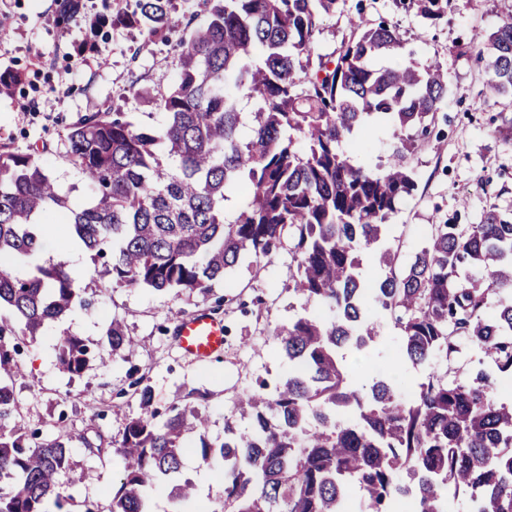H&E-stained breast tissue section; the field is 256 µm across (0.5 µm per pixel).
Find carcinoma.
Masks as SVG:
<instances>
[{
	"label": "carcinoma",
	"instance_id": "cac0c4a2",
	"mask_svg": "<svg viewBox=\"0 0 512 512\" xmlns=\"http://www.w3.org/2000/svg\"><path fill=\"white\" fill-rule=\"evenodd\" d=\"M341 0H203L206 22L172 40V0H135L117 21L172 44L177 79L158 107L160 126L120 112H93L72 126L67 158L92 188L82 200L62 188L35 153H0V512L63 510L57 478L72 469L73 437L43 438L22 422L7 379L18 368L20 336L31 338L93 300L66 267L38 262L48 229L101 263L110 287L207 294L246 257L269 256L288 240L294 291L331 313L310 314L277 333L288 378L272 392L246 394L240 430L225 422L211 441L188 403L161 413L147 386L142 413L91 456L122 458L108 512H152L163 484L174 512L197 498L181 477L188 436L203 462L220 464L223 494L210 512H448L447 489L470 492L473 512H512V402L491 398L492 374L467 382L431 376L414 399L393 378L361 395L342 351L379 336L377 310L394 317L400 349L413 366L448 359L470 344L512 377V215L492 206L478 224H436L401 277L369 280L363 258L392 267L386 221L415 190L410 157L448 95L447 73L431 62L397 63L404 43L387 24L362 27L327 59L314 56L319 23ZM436 20L451 0H415ZM486 56L490 91L512 99V16L485 39L455 47ZM253 102L244 112L241 99ZM392 129L384 164L359 163L372 129ZM243 199L237 209L226 204ZM16 264L29 267L18 274ZM487 273V282L472 276ZM499 301L490 308L488 296ZM134 349L112 321L107 343L64 336L60 368L79 375ZM406 471L410 482L400 479Z\"/></svg>",
	"mask_w": 512,
	"mask_h": 512
}]
</instances>
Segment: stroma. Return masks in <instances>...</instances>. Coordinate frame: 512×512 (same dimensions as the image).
<instances>
[{"label": "stroma", "instance_id": "1", "mask_svg": "<svg viewBox=\"0 0 512 512\" xmlns=\"http://www.w3.org/2000/svg\"><path fill=\"white\" fill-rule=\"evenodd\" d=\"M131 7L132 0H82L80 10L63 22L57 0H0V73L22 76L12 95L0 96V152H38L59 183L76 186L81 198L88 190L65 157L71 125L96 111L158 124L157 103L176 77L171 46L115 24V17ZM510 14L512 0H451L449 12L432 24L418 16L412 0H345L335 16L320 24L315 36L320 55H331L349 38L351 21L366 26L385 22L399 28L413 63L436 59L448 71V100L436 115L429 141L412 160L417 186L386 230L396 270H404L424 246L433 225L475 224L492 206L512 210V144L493 133L501 115L512 114V103L489 90L485 62L448 52L455 41L494 31ZM39 259L65 264L75 288L95 300L92 308H75L27 341L13 379L30 429L48 437L64 430L78 438L72 471L61 478L74 497L69 512H84L89 505L107 512L121 462L88 457L81 441L120 438L127 422L141 412L131 387L134 379L150 387L160 410L182 402L188 393H204L198 409L210 439L220 440L238 396L263 383L275 388L288 372L274 332L304 314L305 306L291 288L287 249L241 264L205 295L104 287L91 275L90 252L74 251L63 233L47 240ZM202 310L224 326V348L206 362L183 354L173 336L175 318ZM115 319L136 342L133 353L105 366L92 365L73 379L59 371V337L101 342ZM380 321L382 334L368 352L345 353L348 363L364 367L363 385L381 378L378 363L390 361L392 377L406 379L409 399L430 371L465 381L488 363L479 348L469 346L451 361L412 366L397 353L400 331L393 319L384 314Z\"/></svg>", "mask_w": 512, "mask_h": 512}]
</instances>
